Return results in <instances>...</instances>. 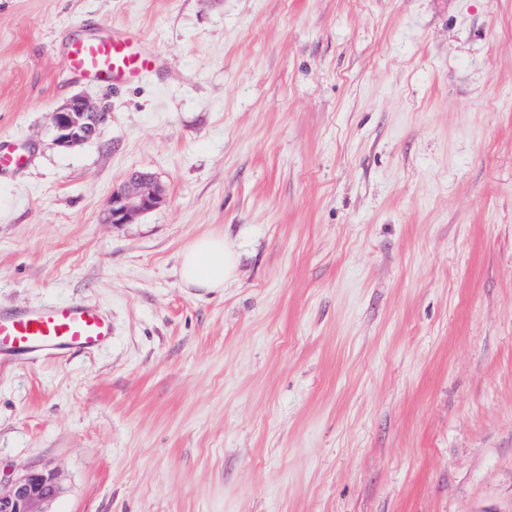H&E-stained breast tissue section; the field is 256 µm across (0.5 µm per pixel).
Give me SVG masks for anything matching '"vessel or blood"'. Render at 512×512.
Here are the masks:
<instances>
[{
    "label": "vessel or blood",
    "mask_w": 512,
    "mask_h": 512,
    "mask_svg": "<svg viewBox=\"0 0 512 512\" xmlns=\"http://www.w3.org/2000/svg\"><path fill=\"white\" fill-rule=\"evenodd\" d=\"M64 62L78 80L112 86L138 82L158 68L157 56L130 26L110 27L70 41ZM28 163L15 146L0 140V174L21 170ZM111 338L110 316L80 302L0 309V359L61 356L101 347Z\"/></svg>",
    "instance_id": "1"
}]
</instances>
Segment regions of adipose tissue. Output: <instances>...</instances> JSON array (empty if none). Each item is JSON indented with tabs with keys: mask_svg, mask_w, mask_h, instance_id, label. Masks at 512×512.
<instances>
[{
	"mask_svg": "<svg viewBox=\"0 0 512 512\" xmlns=\"http://www.w3.org/2000/svg\"><path fill=\"white\" fill-rule=\"evenodd\" d=\"M237 266L238 255L223 235L206 233L184 247L179 276L185 287L219 291L234 280Z\"/></svg>",
	"mask_w": 512,
	"mask_h": 512,
	"instance_id": "ef3b65f1",
	"label": "adipose tissue"
}]
</instances>
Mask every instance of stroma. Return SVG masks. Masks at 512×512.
I'll return each instance as SVG.
<instances>
[{
	"label": "stroma",
	"mask_w": 512,
	"mask_h": 512,
	"mask_svg": "<svg viewBox=\"0 0 512 512\" xmlns=\"http://www.w3.org/2000/svg\"><path fill=\"white\" fill-rule=\"evenodd\" d=\"M86 23L160 73L72 79ZM106 115L65 149L73 95ZM0 307L109 345L0 360L47 512H512V0H0ZM152 173L160 205L107 224ZM237 252L183 287L185 245ZM29 159L17 152L15 146L0 140V174H9L25 168ZM238 255L219 233H206L189 242L180 256L179 276L186 288L224 289L235 278Z\"/></svg>",
	"instance_id": "35a3bbf8"
}]
</instances>
